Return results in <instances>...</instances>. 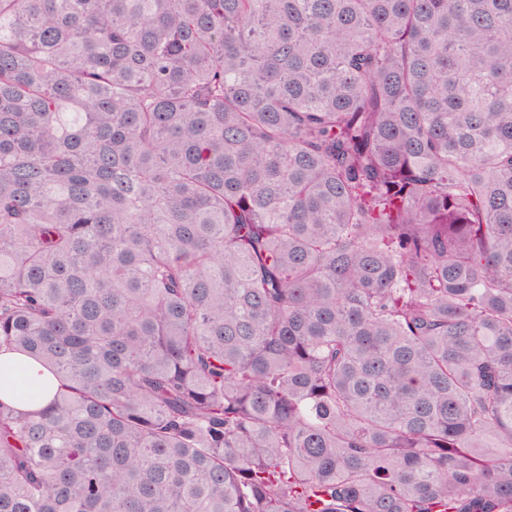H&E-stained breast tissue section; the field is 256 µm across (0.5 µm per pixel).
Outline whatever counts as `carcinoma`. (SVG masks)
<instances>
[{
	"mask_svg": "<svg viewBox=\"0 0 512 512\" xmlns=\"http://www.w3.org/2000/svg\"><path fill=\"white\" fill-rule=\"evenodd\" d=\"M0 512H512V0H0ZM14 352H3L0 354V363L7 367L5 374L15 375V389L6 391L3 400L14 404L21 409L33 408L29 401L30 391L36 390L41 394L42 404L50 401L57 387V381L53 375L36 361H23ZM49 383V390H42V387Z\"/></svg>",
	"mask_w": 512,
	"mask_h": 512,
	"instance_id": "carcinoma-1",
	"label": "carcinoma"
}]
</instances>
